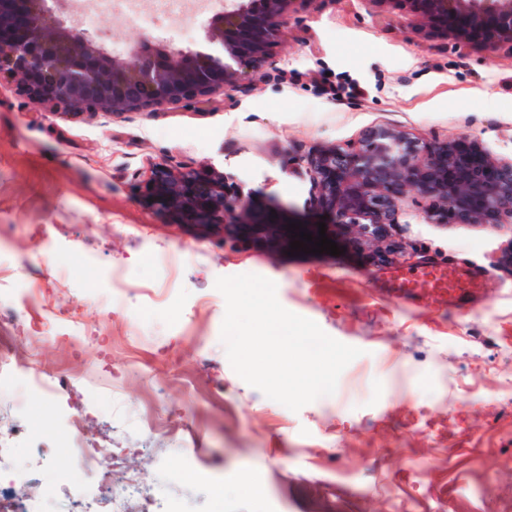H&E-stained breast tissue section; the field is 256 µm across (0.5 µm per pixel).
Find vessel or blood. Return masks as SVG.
<instances>
[{
  "mask_svg": "<svg viewBox=\"0 0 512 512\" xmlns=\"http://www.w3.org/2000/svg\"><path fill=\"white\" fill-rule=\"evenodd\" d=\"M476 279L462 265H423L413 270L396 267L385 273L381 288L389 297L406 303L458 305L475 295Z\"/></svg>",
  "mask_w": 512,
  "mask_h": 512,
  "instance_id": "vessel-or-blood-1",
  "label": "vessel or blood"
}]
</instances>
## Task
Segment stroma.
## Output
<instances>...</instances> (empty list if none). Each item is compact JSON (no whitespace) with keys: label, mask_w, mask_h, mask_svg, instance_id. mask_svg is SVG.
<instances>
[{"label":"stroma","mask_w":512,"mask_h":512,"mask_svg":"<svg viewBox=\"0 0 512 512\" xmlns=\"http://www.w3.org/2000/svg\"><path fill=\"white\" fill-rule=\"evenodd\" d=\"M379 16L375 0H303L241 87L151 112L72 117L0 81V308L9 289L29 294L0 335L69 380L52 420L37 404L17 409L21 382L0 388V433L22 424L53 445L48 469L28 466L22 446L0 459V503L79 512L102 488L77 443L107 439L123 451L113 482L131 474L142 487L130 512H156L162 496L184 512H512V226L425 223L431 201L411 192L391 230L400 253L374 255L340 231L339 255L293 256L274 237L172 224L139 200L149 162L212 166L251 194L253 222L315 234L310 175L293 154L388 127L511 159L512 56L434 36L404 10ZM171 25L112 15L87 30L123 58ZM448 262L480 271L482 294L448 308L378 291L391 268ZM95 267L126 287L98 285ZM246 273L361 349L332 395L294 412L232 369L215 281ZM46 304L77 317L76 339L41 330ZM186 453L205 480L171 478Z\"/></svg>","instance_id":"obj_1"}]
</instances>
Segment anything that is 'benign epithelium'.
Listing matches in <instances>:
<instances>
[{
  "mask_svg": "<svg viewBox=\"0 0 512 512\" xmlns=\"http://www.w3.org/2000/svg\"><path fill=\"white\" fill-rule=\"evenodd\" d=\"M392 1L437 35L512 56V0H379ZM294 2L224 0V12L205 22L204 49L145 55L150 43L143 41L130 58L117 59L85 29L56 15L60 0H0V74L52 111L150 112L236 87L268 58ZM301 161L330 233L349 227L375 251L386 228L399 223L406 189L437 203L424 217L430 224H512V159L496 158L476 142L422 144L401 131L374 128L355 144L327 145ZM140 188L150 209L178 224L259 234L271 228L247 222L251 198L231 189L222 172L154 162Z\"/></svg>",
  "mask_w": 512,
  "mask_h": 512,
  "instance_id": "benign-epithelium-1",
  "label": "benign epithelium"
}]
</instances>
